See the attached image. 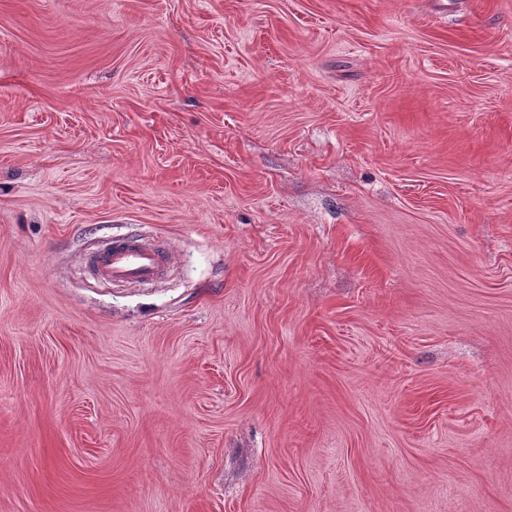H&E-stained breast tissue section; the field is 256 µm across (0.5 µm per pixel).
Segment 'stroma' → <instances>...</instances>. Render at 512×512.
<instances>
[{
	"label": "stroma",
	"mask_w": 512,
	"mask_h": 512,
	"mask_svg": "<svg viewBox=\"0 0 512 512\" xmlns=\"http://www.w3.org/2000/svg\"><path fill=\"white\" fill-rule=\"evenodd\" d=\"M0 512H512V0H0ZM87 263L95 275L112 284L150 286L171 264L170 249L161 238L126 233L91 252Z\"/></svg>",
	"instance_id": "1"
}]
</instances>
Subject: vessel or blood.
Here are the masks:
<instances>
[{
	"label": "vessel or blood",
	"mask_w": 512,
	"mask_h": 512,
	"mask_svg": "<svg viewBox=\"0 0 512 512\" xmlns=\"http://www.w3.org/2000/svg\"><path fill=\"white\" fill-rule=\"evenodd\" d=\"M87 263L95 275L113 284L150 286L170 265V249L161 238L126 233L91 252Z\"/></svg>",
	"instance_id": "vessel-or-blood-1"
}]
</instances>
